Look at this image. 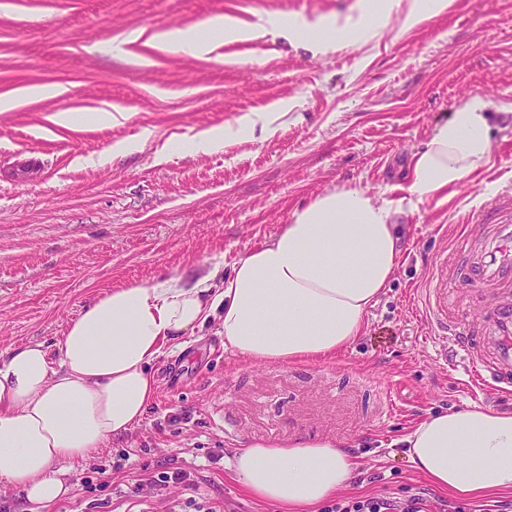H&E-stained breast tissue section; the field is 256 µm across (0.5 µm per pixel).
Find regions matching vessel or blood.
<instances>
[{
  "label": "vessel or blood",
  "mask_w": 512,
  "mask_h": 512,
  "mask_svg": "<svg viewBox=\"0 0 512 512\" xmlns=\"http://www.w3.org/2000/svg\"><path fill=\"white\" fill-rule=\"evenodd\" d=\"M492 294L477 313L460 311L458 292ZM419 309L440 357L462 356L479 390L512 388V190L489 198L472 215L455 249L441 250L419 297Z\"/></svg>",
  "instance_id": "1"
}]
</instances>
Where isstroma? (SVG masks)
Returning <instances> with one entry per match:
<instances>
[{
	"label": "stroma",
	"instance_id": "35a3bbf8",
	"mask_svg": "<svg viewBox=\"0 0 512 512\" xmlns=\"http://www.w3.org/2000/svg\"><path fill=\"white\" fill-rule=\"evenodd\" d=\"M372 2L0 0V97L24 86L67 89L0 112V354L54 344L112 289L188 276L215 258L232 269L325 191L358 185L392 196L413 153L466 97L512 102V0H452L412 27L411 0H391L378 32L333 38L368 24ZM216 14L245 28L280 19L307 34L220 37L202 57L148 39L169 25L198 30ZM275 104L285 110L274 131L217 153L184 146L188 135ZM110 105L125 108L127 120H51ZM118 141L138 147L99 163ZM491 151L446 202L402 216L400 266L347 348L257 365L225 349L210 322L157 364L159 392L144 421L73 464L69 496L41 506L0 487V512H282L248 494L232 459L251 441L294 437L350 445L354 478L341 497L422 490L439 512L444 493L416 471L402 439L439 411L476 404L512 413V394L471 391L465 364L437 360L418 312L433 257L457 246L477 197L512 187V112L495 118ZM177 468L194 486L139 484Z\"/></svg>",
	"mask_w": 512,
	"mask_h": 512
}]
</instances>
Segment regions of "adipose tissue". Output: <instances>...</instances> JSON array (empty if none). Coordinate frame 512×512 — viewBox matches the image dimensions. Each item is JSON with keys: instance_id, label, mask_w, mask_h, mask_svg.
Masks as SVG:
<instances>
[{"instance_id": "adipose-tissue-1", "label": "adipose tissue", "mask_w": 512, "mask_h": 512, "mask_svg": "<svg viewBox=\"0 0 512 512\" xmlns=\"http://www.w3.org/2000/svg\"><path fill=\"white\" fill-rule=\"evenodd\" d=\"M204 28H172L155 39L201 56L210 34L240 33L221 15ZM505 109L484 95L464 99L414 156L396 197L359 187L324 192L232 270L217 261L189 277L112 289L86 305L54 346L9 351L0 359V484L38 505L66 496L67 464L94 459L142 423L155 400L154 364L184 350L210 320L225 348L256 364L326 358L348 346L397 272L398 217L424 201H446L449 189L488 164L491 121ZM278 118L257 113L199 131L189 144L212 153ZM403 444L437 488L463 498L512 491V414L474 406L433 414ZM233 469L253 498L311 512L350 480L354 462L329 440L253 441L235 452Z\"/></svg>"}]
</instances>
